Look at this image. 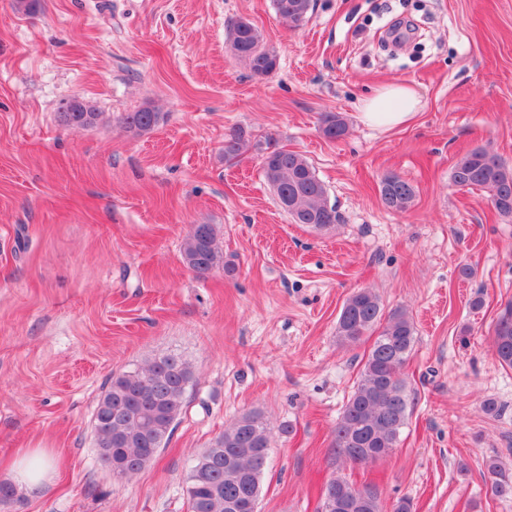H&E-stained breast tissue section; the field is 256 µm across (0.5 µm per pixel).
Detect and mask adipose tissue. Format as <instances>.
Returning <instances> with one entry per match:
<instances>
[{
  "mask_svg": "<svg viewBox=\"0 0 512 512\" xmlns=\"http://www.w3.org/2000/svg\"><path fill=\"white\" fill-rule=\"evenodd\" d=\"M419 99L407 83L382 86L365 98L360 106L363 122L377 128H392L408 122L416 114ZM52 456L45 448L21 449L8 468L10 482L20 491L32 495L40 491L51 476Z\"/></svg>",
  "mask_w": 512,
  "mask_h": 512,
  "instance_id": "ef3b65f1",
  "label": "adipose tissue"
}]
</instances>
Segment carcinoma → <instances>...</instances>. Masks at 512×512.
Segmentation results:
<instances>
[{
	"label": "carcinoma",
	"mask_w": 512,
	"mask_h": 512,
	"mask_svg": "<svg viewBox=\"0 0 512 512\" xmlns=\"http://www.w3.org/2000/svg\"><path fill=\"white\" fill-rule=\"evenodd\" d=\"M275 12L296 26L312 11V0H273ZM231 53L244 62L253 76L263 78L278 65L274 50L267 47L260 30L245 18L228 22ZM63 123L71 128L94 126L99 113L87 102L71 98L60 107ZM161 113L152 108L130 112L124 124L134 134L154 129ZM320 131L330 140L347 132L338 113H327ZM261 157L266 182L277 203L288 201L286 213L296 224L315 232L329 231L339 222L336 208L327 203V190L307 159L299 152L267 142L251 143L241 129L224 138V160L237 161L249 150ZM453 185L481 189L498 214L512 218V167L483 148L461 156L451 172ZM384 206L395 212L407 210L416 196L408 181L390 176L379 185ZM183 264L199 276L222 266L223 252L215 228L189 230L182 246ZM375 339L362 363L353 391L334 430L336 457L343 465L373 464L387 457L399 443L410 415L414 391L403 377L417 341L415 325L403 308L385 311L373 290L361 288L344 302L336 324L342 343H356L366 336ZM493 353L498 362L512 368V301L501 310L493 328ZM194 379L192 365L170 353L112 374L99 398L93 428L101 461L119 477L130 478L168 443L186 404ZM273 428L259 411L239 416L216 436L192 462L185 493L189 512H256L261 493ZM492 492L512 496V477L498 458L485 463ZM317 512H384L378 491L357 486L337 476L326 484Z\"/></svg>",
	"instance_id": "cac0c4a2"
}]
</instances>
